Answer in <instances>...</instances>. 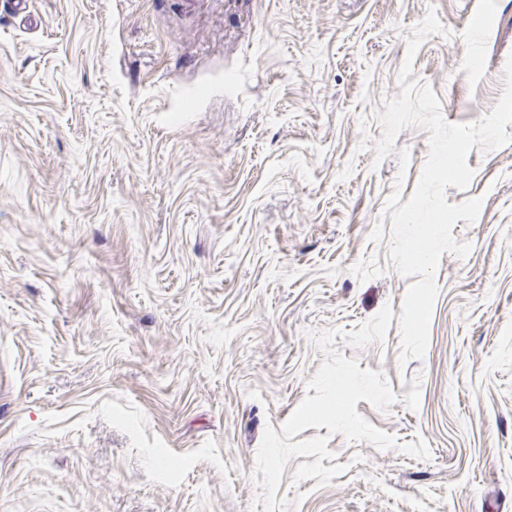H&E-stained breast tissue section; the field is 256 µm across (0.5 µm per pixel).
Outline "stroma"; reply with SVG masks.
Listing matches in <instances>:
<instances>
[{"label": "stroma", "instance_id": "obj_1", "mask_svg": "<svg viewBox=\"0 0 512 512\" xmlns=\"http://www.w3.org/2000/svg\"><path fill=\"white\" fill-rule=\"evenodd\" d=\"M0 0V512H252L266 427L324 356L383 372L395 448L327 428L347 470L284 512H512V142L473 148L483 200L444 253L423 359L388 199L428 131L376 158L411 30L450 123L489 114L512 0ZM407 163H400V151ZM382 341L355 348L384 306Z\"/></svg>", "mask_w": 512, "mask_h": 512}]
</instances>
